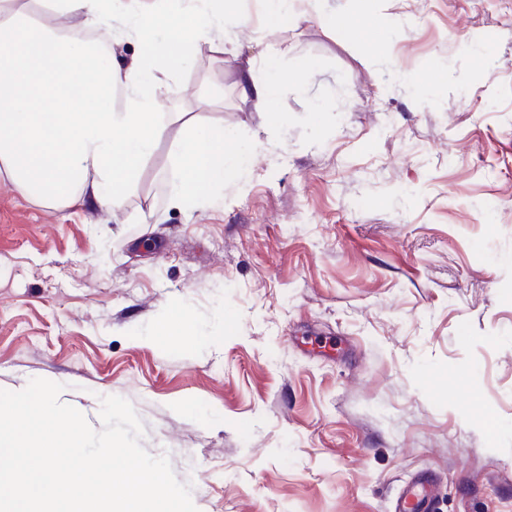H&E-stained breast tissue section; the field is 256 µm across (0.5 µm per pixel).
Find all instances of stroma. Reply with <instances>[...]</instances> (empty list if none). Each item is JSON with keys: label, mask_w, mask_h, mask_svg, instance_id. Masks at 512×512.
I'll use <instances>...</instances> for the list:
<instances>
[{"label": "stroma", "mask_w": 512, "mask_h": 512, "mask_svg": "<svg viewBox=\"0 0 512 512\" xmlns=\"http://www.w3.org/2000/svg\"><path fill=\"white\" fill-rule=\"evenodd\" d=\"M377 8L384 46L299 19L179 73L160 111L254 147L218 200L169 203L179 121L119 211L0 185V389L64 384L97 430L127 399L199 512H393L418 475L512 512V0ZM262 61L267 71L264 75L262 68H248L240 78V91L246 100L258 106H267L275 97L277 85L281 78L277 71V59L272 50H264ZM192 320L186 314H181L173 320L160 323L156 329V336H192Z\"/></svg>", "instance_id": "obj_1"}]
</instances>
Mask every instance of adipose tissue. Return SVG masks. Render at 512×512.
Wrapping results in <instances>:
<instances>
[{
    "label": "adipose tissue",
    "mask_w": 512,
    "mask_h": 512,
    "mask_svg": "<svg viewBox=\"0 0 512 512\" xmlns=\"http://www.w3.org/2000/svg\"><path fill=\"white\" fill-rule=\"evenodd\" d=\"M42 0L47 14L77 16L59 30L35 21L25 0H0V183L56 206L81 201L116 210L168 122L159 99L180 96L176 73L233 30L251 27L238 0ZM166 20L165 41L151 33ZM142 51L128 64L114 57L121 38ZM263 69L240 78L246 100L267 106L280 75L265 52ZM172 159L174 203L215 198L250 170L249 147L190 119Z\"/></svg>",
    "instance_id": "adipose-tissue-1"
}]
</instances>
